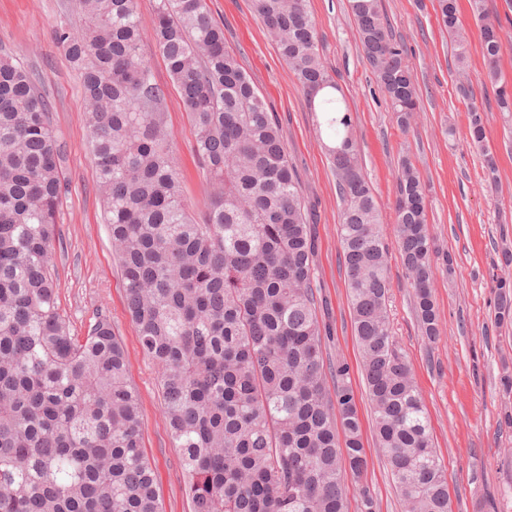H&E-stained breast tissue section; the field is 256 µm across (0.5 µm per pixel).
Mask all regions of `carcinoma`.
Listing matches in <instances>:
<instances>
[{"mask_svg":"<svg viewBox=\"0 0 512 512\" xmlns=\"http://www.w3.org/2000/svg\"><path fill=\"white\" fill-rule=\"evenodd\" d=\"M454 51L469 136L490 188L475 85L496 87L504 34L480 22L482 77L468 70L456 0H438ZM326 146L342 204L348 300L375 437L405 512H448V478L411 365L392 336L389 250L351 113L322 60L307 0H253ZM367 62L399 126L419 110L406 52L381 0H349ZM83 23L54 40L81 71L91 150L128 310L159 386L193 512H349L347 476L367 464L348 363L324 358L314 241L278 126L224 42L206 0H156L154 41L195 129L210 188L198 218L171 150L168 104L141 46L135 0H81ZM51 104L34 73L0 54V512H160L142 449L139 396L111 321L73 336L57 304L55 216L64 189ZM395 237L428 343L442 337L432 294L425 192L413 165L396 176ZM495 325L512 326V279H495Z\"/></svg>","mask_w":512,"mask_h":512,"instance_id":"obj_1","label":"carcinoma"}]
</instances>
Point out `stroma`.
I'll list each match as a JSON object with an SVG mask.
<instances>
[{"instance_id":"obj_1","label":"stroma","mask_w":512,"mask_h":512,"mask_svg":"<svg viewBox=\"0 0 512 512\" xmlns=\"http://www.w3.org/2000/svg\"><path fill=\"white\" fill-rule=\"evenodd\" d=\"M234 51L276 121L298 175L314 236L319 321L328 356L350 365L369 465L363 482L378 512H402L392 478L374 446L337 235L341 202L327 152L305 95L270 41L252 0H207ZM393 38L407 50L420 89L421 112L402 129L361 49L348 0H308L320 53L342 88L360 143L363 171L382 208L389 245V318L408 356L427 406L435 448L445 460L450 512H512V330L496 328L493 277L501 261L495 243L512 247V129L500 112L488 114L487 140L498 165L499 189L488 191L480 152L467 139L468 102L452 76V46L437 17V0H382ZM155 0H136L145 57L167 93L173 151L185 195L204 214L209 188L192 152L194 127L178 105L164 60L152 38ZM78 0H0V48L39 76L53 105L51 125L62 154L66 189L56 215L54 244L58 303L73 334L94 315L107 316L124 348L128 376L141 408L143 446L154 469L161 512H191L182 456L164 424L159 370L142 352L130 320L121 277L97 190L81 75L54 42L53 31L78 24ZM416 167L425 190L428 229L439 252L433 296L443 337L425 341L413 311L412 289L394 235L395 173L402 158Z\"/></svg>"}]
</instances>
